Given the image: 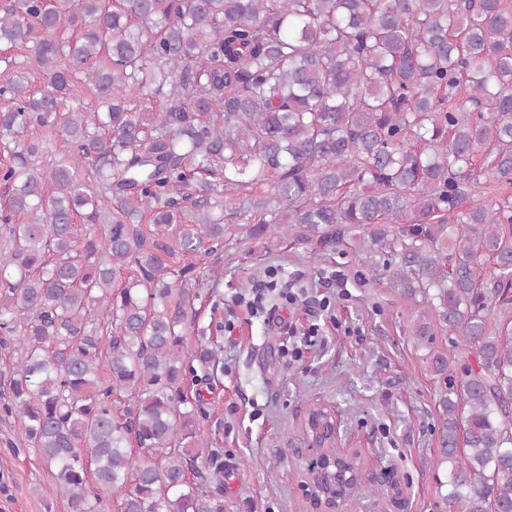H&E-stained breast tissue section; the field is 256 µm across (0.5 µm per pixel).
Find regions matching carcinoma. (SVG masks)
<instances>
[{"instance_id": "carcinoma-1", "label": "carcinoma", "mask_w": 512, "mask_h": 512, "mask_svg": "<svg viewBox=\"0 0 512 512\" xmlns=\"http://www.w3.org/2000/svg\"><path fill=\"white\" fill-rule=\"evenodd\" d=\"M51 90L0 79V135L29 127L0 168V347L18 348L0 408L55 470L69 512H224L195 475L204 395L185 394L188 307L224 279L167 258L246 235L391 256L392 287L444 388V512H512V4L507 0H16L0 44L34 34ZM98 109L65 110L73 82ZM158 98L146 118L141 103ZM249 190L248 199L240 197ZM88 225L78 236L74 226ZM110 320L104 334L99 313ZM475 363L450 374L430 314ZM204 368L220 347L196 353ZM129 404L114 408L112 397ZM333 414L310 409L316 455L351 475ZM143 454H134L132 445Z\"/></svg>"}]
</instances>
